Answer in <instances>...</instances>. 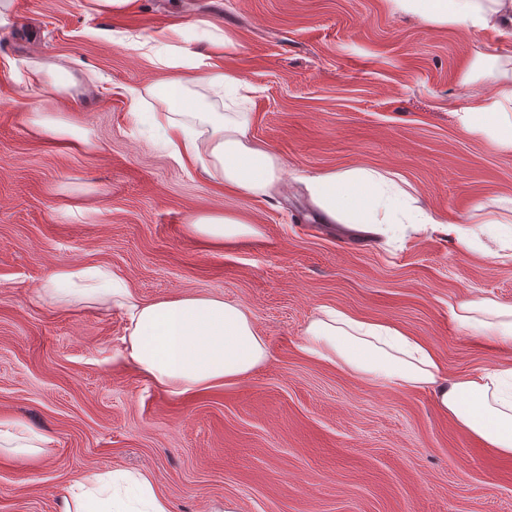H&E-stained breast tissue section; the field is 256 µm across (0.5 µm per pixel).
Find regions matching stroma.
Here are the masks:
<instances>
[{
  "label": "stroma",
  "mask_w": 512,
  "mask_h": 512,
  "mask_svg": "<svg viewBox=\"0 0 512 512\" xmlns=\"http://www.w3.org/2000/svg\"><path fill=\"white\" fill-rule=\"evenodd\" d=\"M0 29V419L51 440L28 463L0 453V512H61L71 478L149 477L171 512H512V457L441 413L430 392L374 386L309 359L303 330L322 307L425 341L455 377L512 362L452 323L469 295L512 305V259L440 234L367 238L321 223L306 177L372 167L428 210L469 224L512 197V153L456 119L495 83L463 81L475 46L512 36L425 24L385 0H27ZM230 35L214 60L254 89L252 136L282 160L288 188L246 198L177 164L132 114L129 89L183 79L199 111L222 93L153 65L132 41L201 47V22ZM52 62L78 76L44 95L18 72ZM155 100L147 95L143 111ZM59 120L46 132L35 115ZM235 212L259 236L216 248L189 217ZM63 266L118 273L141 299L211 295L245 306L269 357L251 375L174 396L130 362L113 303H53Z\"/></svg>",
  "instance_id": "stroma-1"
}]
</instances>
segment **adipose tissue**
Returning a JSON list of instances; mask_svg holds the SVG:
<instances>
[{
    "instance_id": "ef3b65f1",
    "label": "adipose tissue",
    "mask_w": 512,
    "mask_h": 512,
    "mask_svg": "<svg viewBox=\"0 0 512 512\" xmlns=\"http://www.w3.org/2000/svg\"><path fill=\"white\" fill-rule=\"evenodd\" d=\"M397 12L423 22L472 33L512 31V0H388ZM163 68L190 69L198 81L222 89L238 103L247 82L214 64L210 54L190 53L171 45L167 55L153 56ZM506 65L492 98H479L458 113L469 134L492 140L512 152V54L476 51L464 80L485 76L497 62ZM156 104L145 120L177 162H201L226 190L259 197L283 180L280 159L250 133L246 112H201L185 97L179 83L157 87ZM309 206L325 224H346L375 236L405 239L420 233H444L466 248L489 256L512 249V235L500 232L498 219L486 217L481 228L451 224L425 209L418 198L386 173L364 166L329 170L305 180ZM189 234L220 245L259 235V225L218 212L193 217ZM46 296H98L116 300L129 321L126 351L136 369L172 394L181 395L222 381L243 378L265 363L268 348L251 313L219 297L183 295L144 302L124 281L99 269L63 267L52 276ZM448 317L473 334L512 347V306L483 296L461 299ZM301 349L313 360L343 369L369 383L406 390H431L438 408L454 423L505 457H512V366L447 377L436 353L401 328L368 322L325 308L305 327ZM46 436L17 433L0 420V447L16 461L29 462L47 453ZM63 512H170L142 474L120 470L72 478Z\"/></svg>"
}]
</instances>
